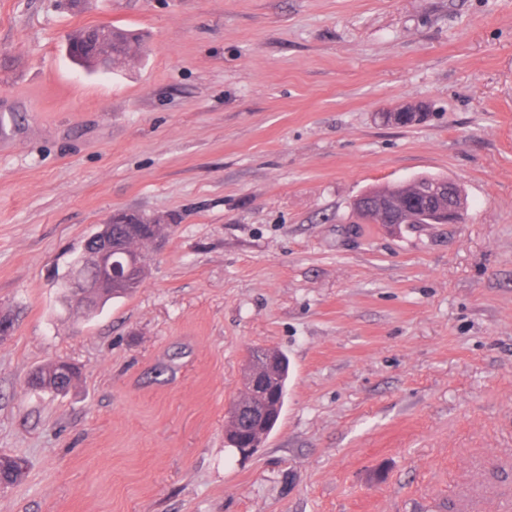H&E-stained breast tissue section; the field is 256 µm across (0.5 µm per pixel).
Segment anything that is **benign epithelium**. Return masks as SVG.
<instances>
[{
	"label": "benign epithelium",
	"mask_w": 512,
	"mask_h": 512,
	"mask_svg": "<svg viewBox=\"0 0 512 512\" xmlns=\"http://www.w3.org/2000/svg\"><path fill=\"white\" fill-rule=\"evenodd\" d=\"M410 183L424 196L414 201L413 195L400 198L378 197L364 194L354 202L355 209L371 221L380 216L387 224H458L461 210L453 202L456 186L446 179L424 180L414 178ZM126 258L132 268L135 253L122 242L112 240V220H107L89 238L86 256L96 267L97 283L92 285L74 279L70 281V297L74 306L86 305L94 300L93 288H110L112 279L120 270L116 256ZM280 370L279 357L264 350H253L246 364V382L249 386L248 403L255 405L263 393L273 387Z\"/></svg>",
	"instance_id": "obj_1"
}]
</instances>
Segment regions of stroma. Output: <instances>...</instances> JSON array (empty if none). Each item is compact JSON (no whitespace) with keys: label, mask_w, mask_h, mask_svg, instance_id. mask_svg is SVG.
<instances>
[{"label":"stroma","mask_w":512,"mask_h":512,"mask_svg":"<svg viewBox=\"0 0 512 512\" xmlns=\"http://www.w3.org/2000/svg\"><path fill=\"white\" fill-rule=\"evenodd\" d=\"M101 24L145 47L90 74ZM419 176L462 223L355 211ZM116 212L165 220L147 277L66 311ZM1 314L0 512H512V0H0ZM251 346L290 369L244 459ZM106 30L104 27L94 30V46L91 42L90 28L81 29L69 38L70 56L87 68L92 64L90 58L97 53L112 54V64L124 61L132 45H137L132 34L125 30L113 27ZM105 47L109 49L105 50ZM96 65V64H92ZM77 375V368L72 363L65 370L64 365L51 363L33 371L28 382L35 389L63 393L72 386ZM25 473L26 464L24 460L9 455H0V476L3 486L18 483L24 478Z\"/></svg>","instance_id":"1"}]
</instances>
